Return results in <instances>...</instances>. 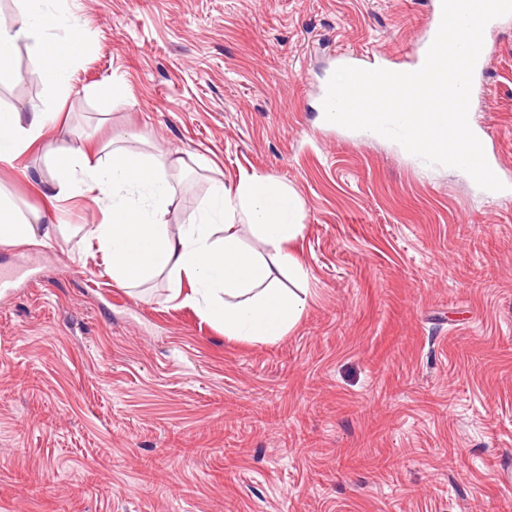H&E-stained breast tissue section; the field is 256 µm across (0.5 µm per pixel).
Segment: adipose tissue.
<instances>
[{"label": "adipose tissue", "instance_id": "adipose-tissue-1", "mask_svg": "<svg viewBox=\"0 0 512 512\" xmlns=\"http://www.w3.org/2000/svg\"><path fill=\"white\" fill-rule=\"evenodd\" d=\"M22 18L0 27V86L19 77L18 43H27L40 81L67 99L71 74L86 41L64 0H19ZM57 114L37 105L0 107V167L43 149L45 169L32 179L42 208L21 207L0 190V244H42L63 226L51 203L84 196L104 209L88 235L108 260L117 284L132 287L166 276L172 298L222 328L225 336L271 342L290 331L307 303L308 272L289 249L302 234L299 196L269 176H242L237 185L213 183L197 215L179 228L169 221L176 188L165 156L144 152L136 136L111 140L97 154L60 155L49 139ZM255 246H244L241 229Z\"/></svg>", "mask_w": 512, "mask_h": 512}]
</instances>
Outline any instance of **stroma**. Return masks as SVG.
<instances>
[{
  "mask_svg": "<svg viewBox=\"0 0 512 512\" xmlns=\"http://www.w3.org/2000/svg\"><path fill=\"white\" fill-rule=\"evenodd\" d=\"M433 5L68 0L73 94L20 80L0 106L60 107L62 151L134 135L183 158L174 225L216 181L291 187L309 296L277 341L229 339L165 277L115 284L79 230L101 210L60 200L71 232L0 245L25 272L0 294V512H512V204L326 123L318 98L346 63L412 65ZM485 40L471 119L512 193V19ZM45 164L0 189L42 206L24 171Z\"/></svg>",
  "mask_w": 512,
  "mask_h": 512,
  "instance_id": "35a3bbf8",
  "label": "stroma"
}]
</instances>
